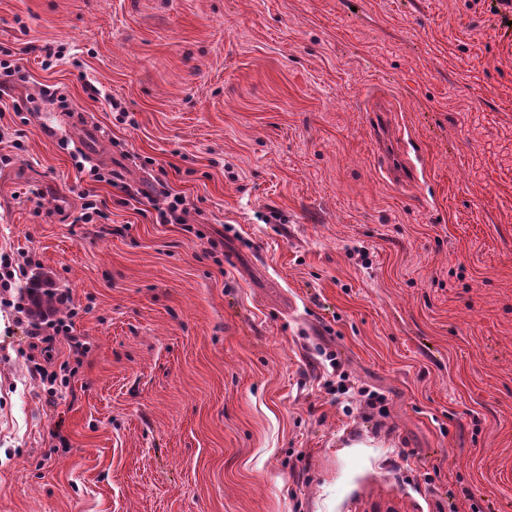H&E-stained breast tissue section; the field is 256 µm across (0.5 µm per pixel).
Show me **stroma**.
Here are the masks:
<instances>
[{
  "instance_id": "obj_1",
  "label": "stroma",
  "mask_w": 512,
  "mask_h": 512,
  "mask_svg": "<svg viewBox=\"0 0 512 512\" xmlns=\"http://www.w3.org/2000/svg\"><path fill=\"white\" fill-rule=\"evenodd\" d=\"M0 49L28 73L0 76V153L25 144L0 257L31 255L90 346L48 405L0 307V512H512L490 0H0ZM379 100L416 183L382 171ZM79 151L139 191L94 184L107 223L75 221ZM159 179L186 223H157Z\"/></svg>"
}]
</instances>
